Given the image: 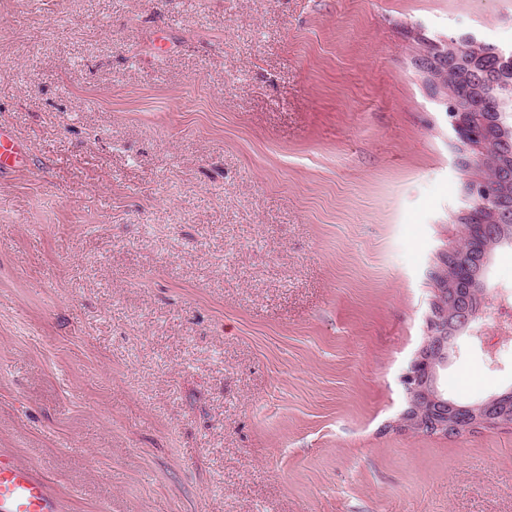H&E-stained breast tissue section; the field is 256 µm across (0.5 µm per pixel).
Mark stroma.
Returning a JSON list of instances; mask_svg holds the SVG:
<instances>
[{"label": "stroma", "mask_w": 512, "mask_h": 512, "mask_svg": "<svg viewBox=\"0 0 512 512\" xmlns=\"http://www.w3.org/2000/svg\"><path fill=\"white\" fill-rule=\"evenodd\" d=\"M512 0H0V450L66 512H512V423L405 429L467 174L421 43ZM439 391L512 390L494 291ZM27 166L26 146L12 132L0 128V174L20 171Z\"/></svg>", "instance_id": "1"}]
</instances>
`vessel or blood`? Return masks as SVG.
I'll return each instance as SVG.
<instances>
[{
  "label": "vessel or blood",
  "mask_w": 512,
  "mask_h": 512,
  "mask_svg": "<svg viewBox=\"0 0 512 512\" xmlns=\"http://www.w3.org/2000/svg\"><path fill=\"white\" fill-rule=\"evenodd\" d=\"M28 165L25 145L0 128V174L20 171ZM59 495L50 481L32 467L0 451V512H62Z\"/></svg>",
  "instance_id": "1"
}]
</instances>
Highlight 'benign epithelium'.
Masks as SVG:
<instances>
[{
	"label": "benign epithelium",
	"instance_id": "1",
	"mask_svg": "<svg viewBox=\"0 0 512 512\" xmlns=\"http://www.w3.org/2000/svg\"><path fill=\"white\" fill-rule=\"evenodd\" d=\"M502 132L512 131V84L495 89ZM452 127L458 142L470 153L467 195L471 207L467 214H476L478 224L463 225V238L477 239L490 250L498 244L512 242V169L498 172L497 192L489 195L485 188L483 162L495 149L493 142L481 135L476 123L475 107L466 99L450 101ZM477 302H462L456 289L437 283V307L428 320V336L421 352L413 361L406 378L409 407L404 414L405 426L413 431H435L447 434L478 426L509 424L512 416L500 411L499 398L480 404L460 405L443 396L437 387V368L448 362L452 340L467 328L488 295V285L482 278L471 286Z\"/></svg>",
	"mask_w": 512,
	"mask_h": 512
}]
</instances>
